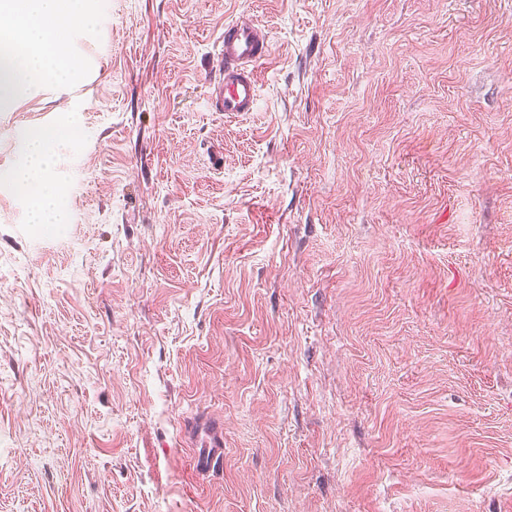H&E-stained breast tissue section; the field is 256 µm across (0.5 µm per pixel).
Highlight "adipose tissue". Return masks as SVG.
<instances>
[{
	"instance_id": "obj_1",
	"label": "adipose tissue",
	"mask_w": 512,
	"mask_h": 512,
	"mask_svg": "<svg viewBox=\"0 0 512 512\" xmlns=\"http://www.w3.org/2000/svg\"><path fill=\"white\" fill-rule=\"evenodd\" d=\"M0 16L10 21L0 29V43L12 50L11 56L0 60V103L71 81L66 37L73 32L93 35L89 0H0ZM56 136L53 129L27 134L23 156L8 175L25 194L36 224L59 218V190L49 178L51 143Z\"/></svg>"
}]
</instances>
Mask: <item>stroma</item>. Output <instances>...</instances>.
Returning <instances> with one entry per match:
<instances>
[{
  "mask_svg": "<svg viewBox=\"0 0 512 512\" xmlns=\"http://www.w3.org/2000/svg\"><path fill=\"white\" fill-rule=\"evenodd\" d=\"M92 8L0 111V175L70 131L62 223L0 185V512H512V0ZM269 32L253 20L233 19L224 24L221 58L223 81L216 105L223 112H253L257 107L256 68L271 52ZM187 433L196 449L197 466L213 470L224 457V424L220 421H192Z\"/></svg>",
  "mask_w": 512,
  "mask_h": 512,
  "instance_id": "1",
  "label": "stroma"
}]
</instances>
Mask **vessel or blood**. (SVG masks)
I'll list each match as a JSON object with an SVG mask.
<instances>
[{
  "instance_id": "b4317fda",
  "label": "vessel or blood",
  "mask_w": 512,
  "mask_h": 512,
  "mask_svg": "<svg viewBox=\"0 0 512 512\" xmlns=\"http://www.w3.org/2000/svg\"><path fill=\"white\" fill-rule=\"evenodd\" d=\"M269 32L251 20L225 23L220 55L224 61L223 81L216 105L224 112H251L257 107L256 68L271 52ZM187 433L196 450L197 465L212 470L224 457V426L218 421H194Z\"/></svg>"
}]
</instances>
